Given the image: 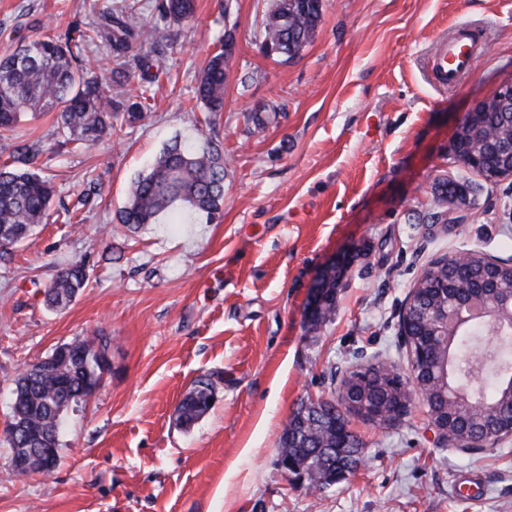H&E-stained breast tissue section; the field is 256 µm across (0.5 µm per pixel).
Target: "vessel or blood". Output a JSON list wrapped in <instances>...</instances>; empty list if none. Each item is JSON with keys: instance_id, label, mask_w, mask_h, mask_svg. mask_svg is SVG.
<instances>
[{"instance_id": "b4317fda", "label": "vessel or blood", "mask_w": 512, "mask_h": 512, "mask_svg": "<svg viewBox=\"0 0 512 512\" xmlns=\"http://www.w3.org/2000/svg\"><path fill=\"white\" fill-rule=\"evenodd\" d=\"M479 56L471 31L463 25L455 26L448 36L436 43L432 71L438 84L445 88L458 86L473 72Z\"/></svg>"}]
</instances>
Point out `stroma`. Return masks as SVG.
I'll return each mask as SVG.
<instances>
[{
  "label": "stroma",
  "instance_id": "35a3bbf8",
  "mask_svg": "<svg viewBox=\"0 0 512 512\" xmlns=\"http://www.w3.org/2000/svg\"><path fill=\"white\" fill-rule=\"evenodd\" d=\"M118 3L0 0V57L38 37L32 19L62 32ZM325 3L313 41L282 62L261 50L272 0H196L162 50L150 117L120 139L43 156L57 187L50 222L0 263V512H512V440L472 455L440 447L419 400L389 426L352 421L366 464L324 492L290 486L277 464L297 404L337 397L349 367L409 373L399 312L431 259L471 247L512 257V181L450 232L416 221L456 171L448 146L463 115L512 81V0ZM460 21L484 51L441 88L428 58ZM228 31L236 48L213 116L195 87ZM257 111L276 119L255 128ZM208 135L228 168L220 217L178 207L118 223L130 182L165 144ZM92 174L98 201L66 219ZM75 260L87 286L47 308L45 286ZM333 267L336 312L314 330L313 292ZM77 338L106 343L103 384L65 412L55 470L16 476L11 383ZM201 378L213 403L183 426L177 407Z\"/></svg>",
  "mask_w": 512,
  "mask_h": 512
}]
</instances>
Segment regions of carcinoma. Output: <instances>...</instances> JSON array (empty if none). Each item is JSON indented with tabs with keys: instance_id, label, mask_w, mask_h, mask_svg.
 Masks as SVG:
<instances>
[{
	"instance_id": "obj_1",
	"label": "carcinoma",
	"mask_w": 512,
	"mask_h": 512,
	"mask_svg": "<svg viewBox=\"0 0 512 512\" xmlns=\"http://www.w3.org/2000/svg\"><path fill=\"white\" fill-rule=\"evenodd\" d=\"M324 0H274L263 20L262 47H283L285 59L301 54L310 44L322 21ZM195 0H155L148 10L140 0L124 2L89 23H74L65 32L40 20L34 25L41 37L22 41L0 58V138L13 141L10 160L0 164V261L11 258V249L22 243L40 224L46 223L56 196L52 179L39 172L38 159L51 149L40 138L18 134L26 113L57 111L55 146H90L109 135L121 139L123 127L142 122L152 111V86L160 78V61L150 53L133 54L144 34L153 44L171 41V27L194 17ZM102 44L109 51L106 70L112 82L122 84L139 73L145 84L139 100H114L105 90L106 77L85 56L86 48ZM235 53L234 39H221L219 51L208 60L197 78L196 98L208 112L224 108L226 68ZM461 157L484 160L494 172L507 160L512 148V111L491 105L476 121L464 126L456 139ZM227 175L220 144L206 139L195 148L180 141L166 145L150 170L129 185L118 220L130 227L153 224L159 214L179 202L210 218L223 211L224 178ZM496 182L464 176L441 178L434 184V208L418 217L420 224H459L461 211L469 207ZM495 268V287L512 288V262L490 261L480 249L467 250L465 262L454 255L432 259L414 280L408 333L415 352L433 362L448 360V374H426L418 388L415 376L403 377L392 365L378 364L349 370L340 380L339 393L359 390L369 404L392 411L401 401L419 398L427 413L448 408V435L467 443L493 418L512 413V307L497 311L496 319L458 323V301L467 289L481 287V271ZM86 265L73 261L59 268L45 287L44 304L64 309L88 282ZM321 303L310 312L317 325L335 313L336 276L324 280ZM499 337L496 347L485 349V337ZM106 346L85 339L63 344L51 359L36 362L14 382L9 429L26 434L8 439L10 448H44L42 440L58 438L68 406L90 397L102 384L100 356ZM468 360H481L485 375L476 388L484 408L467 411L454 395L459 372ZM214 385L200 379L179 407L180 422L189 426L210 407ZM312 402H302L289 416L281 437L279 454L286 456L305 475L307 489L320 492L330 485L328 475L336 472V422L346 412L342 401L324 400L321 412H312Z\"/></svg>"
}]
</instances>
